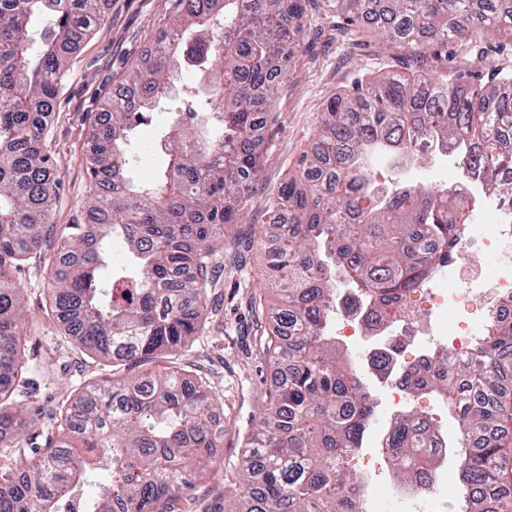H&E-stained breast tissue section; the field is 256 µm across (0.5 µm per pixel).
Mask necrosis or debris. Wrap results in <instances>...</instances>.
<instances>
[{
    "label": "necrosis or debris",
    "mask_w": 512,
    "mask_h": 512,
    "mask_svg": "<svg viewBox=\"0 0 512 512\" xmlns=\"http://www.w3.org/2000/svg\"><path fill=\"white\" fill-rule=\"evenodd\" d=\"M450 183L478 200L474 218L465 226L454 256L440 263L413 295L390 337L369 338L364 298L348 290L337 302L341 314L332 324L334 334L354 351L353 370L377 377L378 400L395 413L407 403L412 368L428 362L440 348H451L459 356L469 353L475 338L485 335L491 320L501 316V300L512 295V200L485 193L471 174L451 178ZM388 350L394 351L400 367L382 375L377 358Z\"/></svg>",
    "instance_id": "necrosis-or-debris-1"
}]
</instances>
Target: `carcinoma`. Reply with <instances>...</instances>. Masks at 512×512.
Segmentation results:
<instances>
[{"instance_id": "carcinoma-1", "label": "carcinoma", "mask_w": 512, "mask_h": 512, "mask_svg": "<svg viewBox=\"0 0 512 512\" xmlns=\"http://www.w3.org/2000/svg\"><path fill=\"white\" fill-rule=\"evenodd\" d=\"M306 2L175 0L158 49L107 100L88 140L94 223L63 235L52 312L72 341L115 365L162 355L170 366L86 385L47 413L51 433L27 468L0 464V512H192L196 479L223 465L209 379L177 360L213 314L224 226L258 174L259 129L291 67ZM327 2L358 28L378 9L376 36L415 50L512 38V0ZM100 19V0H0V408L28 370L25 304L10 270L40 246L58 188L39 113L56 98L72 48ZM185 63L200 88L181 102L173 92ZM160 107L169 116L157 144L167 167L143 186L129 176L128 146ZM510 139L508 72L484 84L452 70L412 80L388 73L328 101L300 160L304 178L269 203L278 244L261 279L280 300L268 346L279 368L246 438L230 512H360L348 457L363 447L377 409L327 327L336 269L372 303L369 324L380 328L451 258L472 208L466 196L428 185L382 188L372 158L433 142L500 191ZM117 243L126 254L119 270ZM413 377V395L443 398L458 423L447 448L458 461L462 512H512V314L466 357L450 354ZM385 448L404 485L440 462L436 435L411 413L391 419Z\"/></svg>"}]
</instances>
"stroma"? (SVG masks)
Listing matches in <instances>:
<instances>
[{
    "instance_id": "1",
    "label": "stroma",
    "mask_w": 512,
    "mask_h": 512,
    "mask_svg": "<svg viewBox=\"0 0 512 512\" xmlns=\"http://www.w3.org/2000/svg\"><path fill=\"white\" fill-rule=\"evenodd\" d=\"M169 8V0H104L102 20L71 54L57 97L44 118V146L54 160L59 183L51 217L56 230L17 266L13 276L26 303L24 351L39 386L35 401L47 409L67 402L86 384L137 379L158 367L154 361L115 366L63 336L50 310L47 277L61 244V229L88 221L89 130L113 86L144 60ZM447 67L486 77L498 70H512V42L495 40L481 51L455 43L442 59L429 47L413 51L385 44L358 28H346L326 0H309L293 68L261 134L260 176L251 184L236 224L228 227L224 237L219 319L185 355L187 362L207 374L224 409V443L218 450L224 464L205 471L197 480L196 497L211 503L234 494L233 478L243 439L273 379L265 345L271 326L269 308L278 299L260 288L267 253L257 244L258 230L269 220L271 194L289 178L300 175V159L312 144L331 97L362 78L370 80L386 73L418 76ZM165 121L166 115L159 109L139 127L132 178L151 180L162 167L163 156L154 144Z\"/></svg>"
}]
</instances>
